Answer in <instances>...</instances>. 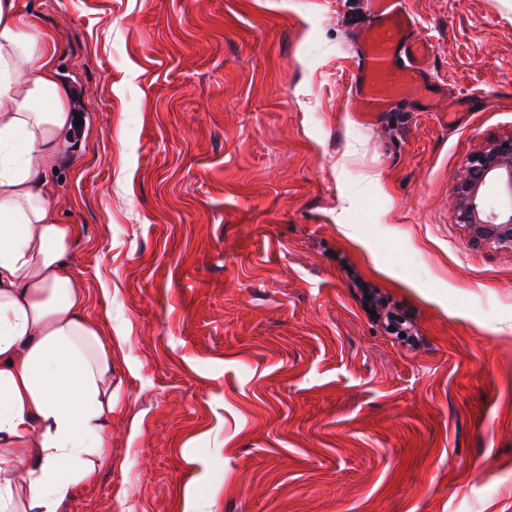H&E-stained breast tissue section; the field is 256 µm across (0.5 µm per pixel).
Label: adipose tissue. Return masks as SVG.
Wrapping results in <instances>:
<instances>
[{
  "mask_svg": "<svg viewBox=\"0 0 512 512\" xmlns=\"http://www.w3.org/2000/svg\"><path fill=\"white\" fill-rule=\"evenodd\" d=\"M53 34L0 0V512H57L109 458L112 334L87 315L47 171L71 128Z\"/></svg>",
  "mask_w": 512,
  "mask_h": 512,
  "instance_id": "ef3b65f1",
  "label": "adipose tissue"
}]
</instances>
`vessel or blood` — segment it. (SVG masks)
Listing matches in <instances>:
<instances>
[{
  "label": "vessel or blood",
  "mask_w": 512,
  "mask_h": 512,
  "mask_svg": "<svg viewBox=\"0 0 512 512\" xmlns=\"http://www.w3.org/2000/svg\"><path fill=\"white\" fill-rule=\"evenodd\" d=\"M429 58L408 0H366L352 57L353 111L372 121L405 105L437 111Z\"/></svg>",
  "instance_id": "b4317fda"
}]
</instances>
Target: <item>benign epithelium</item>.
Listing matches in <instances>:
<instances>
[{
  "mask_svg": "<svg viewBox=\"0 0 512 512\" xmlns=\"http://www.w3.org/2000/svg\"><path fill=\"white\" fill-rule=\"evenodd\" d=\"M454 197L455 222L473 243L512 251V133L468 157Z\"/></svg>",
  "mask_w": 512,
  "mask_h": 512,
  "instance_id": "1",
  "label": "benign epithelium"
}]
</instances>
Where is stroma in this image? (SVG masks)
<instances>
[{
  "label": "stroma",
  "mask_w": 512,
  "mask_h": 512,
  "mask_svg": "<svg viewBox=\"0 0 512 512\" xmlns=\"http://www.w3.org/2000/svg\"><path fill=\"white\" fill-rule=\"evenodd\" d=\"M27 3L75 90L50 179L113 333L111 464L58 512H512V252L451 212L512 133V0H408L440 91L478 96L373 125L363 0Z\"/></svg>",
  "instance_id": "stroma-1"
}]
</instances>
